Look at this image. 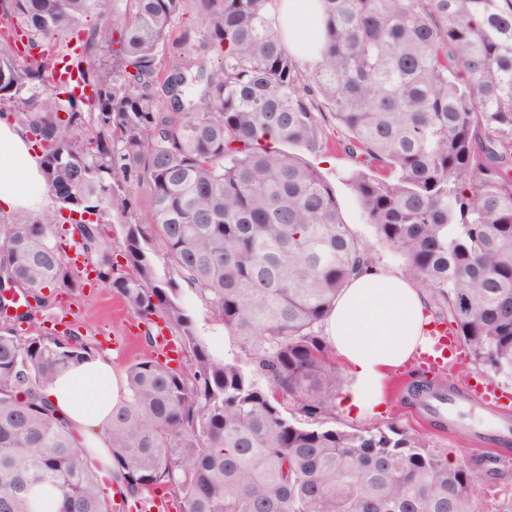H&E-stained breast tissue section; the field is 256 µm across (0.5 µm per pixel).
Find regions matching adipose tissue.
Returning a JSON list of instances; mask_svg holds the SVG:
<instances>
[{
	"instance_id": "ef3b65f1",
	"label": "adipose tissue",
	"mask_w": 512,
	"mask_h": 512,
	"mask_svg": "<svg viewBox=\"0 0 512 512\" xmlns=\"http://www.w3.org/2000/svg\"><path fill=\"white\" fill-rule=\"evenodd\" d=\"M319 8L318 0H273L271 13L288 40L297 42L308 39L303 20ZM52 205L41 155L28 129L13 119H0V211L41 214ZM426 320L420 288L399 272L374 268L349 282L324 322L328 344L354 379L339 393L345 411L381 413L384 380L424 350ZM45 394L81 444L108 447L104 429L125 394L111 355H96L62 372Z\"/></svg>"
}]
</instances>
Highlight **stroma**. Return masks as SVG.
<instances>
[{
    "label": "stroma",
    "mask_w": 512,
    "mask_h": 512,
    "mask_svg": "<svg viewBox=\"0 0 512 512\" xmlns=\"http://www.w3.org/2000/svg\"><path fill=\"white\" fill-rule=\"evenodd\" d=\"M352 161L337 153L321 158L320 171L332 187L343 220L350 229L376 256L377 267L401 270L402 258L378 243L371 224L365 219L356 197L345 180ZM180 299L190 311L199 338L220 359H232L240 354L239 341L225 329L209 306L189 286H182ZM66 322L69 329L80 333L99 352L112 356L114 367L125 371L130 361L139 354L146 324L131 314L122 300L102 287H86L81 292L69 293L64 303L50 306L33 313L26 322H8L0 318V328L12 326L20 338H28L53 330L56 322ZM451 370L423 372L416 362L391 373L385 385L384 410L379 415L350 414L331 404L328 418L336 427L350 430L374 423L385 425L396 423L408 431L425 434L432 451L446 457L448 461L470 463L491 458L495 476L479 483L475 494L477 512H492L495 501L505 492L512 491V428L496 430L498 422L512 425V406L494 412L473 401L466 383L475 370L465 352H458L451 362ZM428 381L444 389L454 386L452 395L454 415L440 418L424 414L419 405L408 396L406 387L411 383Z\"/></svg>",
    "instance_id": "obj_1"
}]
</instances>
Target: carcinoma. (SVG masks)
<instances>
[{"label": "carcinoma", "mask_w": 512, "mask_h": 512, "mask_svg": "<svg viewBox=\"0 0 512 512\" xmlns=\"http://www.w3.org/2000/svg\"><path fill=\"white\" fill-rule=\"evenodd\" d=\"M268 2L0 3L41 54L21 63L0 45V117L29 129L60 204L0 224V285L42 307L46 289H83L76 244L131 313L163 319L192 349L187 374L149 334L127 367L105 434L112 483L131 498L162 490L180 512H283L285 501L288 512H474L481 472L449 464L424 435L319 420L342 378L318 329L374 257L301 152L360 164L349 182L378 242L473 364L512 378V0H320L308 70ZM91 14L88 65L63 38ZM59 56L85 91L56 81ZM266 135L275 146L257 144ZM63 210L95 220L69 231ZM179 279L241 356L218 359L198 338ZM94 355L77 332L0 328V512H41L45 498L110 512L97 466L42 394ZM286 398L309 421L285 416Z\"/></svg>", "instance_id": "carcinoma-1"}]
</instances>
